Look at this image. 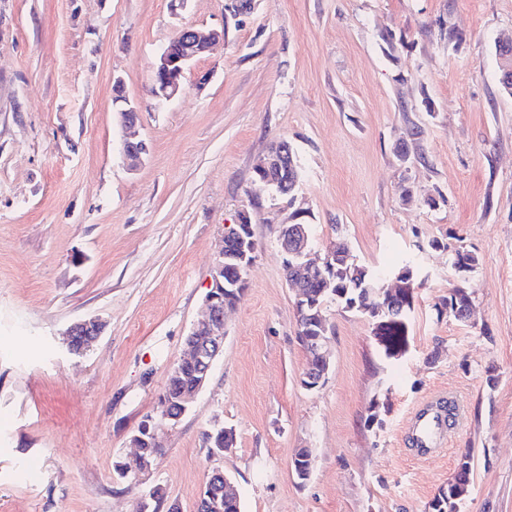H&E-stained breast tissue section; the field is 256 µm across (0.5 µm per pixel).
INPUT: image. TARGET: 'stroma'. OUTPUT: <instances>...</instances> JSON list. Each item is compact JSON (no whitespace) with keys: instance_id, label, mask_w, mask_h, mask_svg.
Here are the masks:
<instances>
[{"instance_id":"obj_1","label":"stroma","mask_w":512,"mask_h":512,"mask_svg":"<svg viewBox=\"0 0 512 512\" xmlns=\"http://www.w3.org/2000/svg\"><path fill=\"white\" fill-rule=\"evenodd\" d=\"M238 4L0 0V512H133L156 484L197 512L216 467L243 512H427L465 448L460 512H512V96L495 52L512 40V0ZM189 25L224 39L157 105V57ZM118 79L148 146L134 171L119 154ZM281 139L298 156L314 256L341 240L372 269L415 260L420 282L397 358L366 316L328 302L331 368L312 390L279 202L253 173ZM243 209L257 257L223 351L180 420L158 419ZM453 238L478 259L464 279L429 246ZM461 284L467 323L439 310ZM90 317L102 335L69 353L64 330ZM435 392L459 415L422 458L405 426ZM374 402L379 427L366 422ZM149 416L162 450L139 478L118 477ZM216 425L236 446L214 458L203 434ZM301 448L314 459L303 485Z\"/></svg>"}]
</instances>
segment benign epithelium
<instances>
[{"label":"benign epithelium","mask_w":512,"mask_h":512,"mask_svg":"<svg viewBox=\"0 0 512 512\" xmlns=\"http://www.w3.org/2000/svg\"><path fill=\"white\" fill-rule=\"evenodd\" d=\"M224 38V32L215 29H201L194 26H185L160 53L153 70L150 96L159 104L168 102L177 96L182 90L183 78L188 67L196 59V54L191 49L203 45H211ZM502 54V66L500 80L507 84L512 81V54L509 49L512 43L506 41L498 44ZM121 126L126 130V135L120 143V154L130 165L135 166L147 153L148 147L145 141L137 138L136 126L138 123V111L132 104L117 112ZM291 145L283 141L276 145L275 149L259 155L254 164L253 172L256 180L271 190L278 188V179L284 177L288 183H297L293 166L288 164V153ZM286 205L293 209L288 216V221L279 225L278 240L283 255L292 258L298 266L299 275L287 279L288 285L295 290V307L297 324L311 317V311L317 307L313 302L315 295L310 292L308 280L316 279L321 291L331 287L332 281L327 277L326 271L336 265V250L327 251L321 261L309 258L308 237L304 223L300 218L308 214V209L298 202V194L290 193L286 197ZM253 234L252 225L237 221L236 224L227 227L219 244L217 257L212 269L209 291L205 296L204 313L193 324L190 335L193 341L188 346L185 355L171 368L170 374L176 375L180 366L186 362H196L199 365L200 378L198 389L208 382L213 363L224 347V317L226 309L224 299L228 295L237 293L238 288L247 282V276L252 267L257 253V244L254 238H245V234ZM232 237L242 242L241 252L238 255L227 257L224 254L225 239ZM397 286L387 288L380 286L370 291L372 298L384 299V306L396 299L408 298L413 293L412 278H405L398 274L395 277ZM104 324L97 318L79 320L71 324L65 332L66 347H71L74 335L80 331L100 337ZM307 348L312 352L316 363L307 365L303 380L305 387L314 389L320 386L326 379L330 369V352L328 349L329 338L326 330L315 332L312 325H307L300 331Z\"/></svg>","instance_id":"benign-epithelium-1"}]
</instances>
